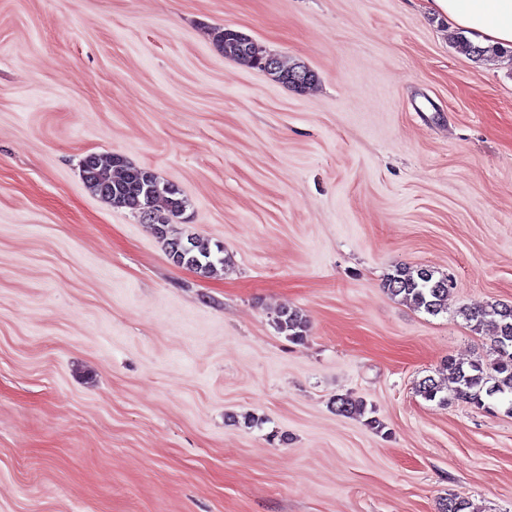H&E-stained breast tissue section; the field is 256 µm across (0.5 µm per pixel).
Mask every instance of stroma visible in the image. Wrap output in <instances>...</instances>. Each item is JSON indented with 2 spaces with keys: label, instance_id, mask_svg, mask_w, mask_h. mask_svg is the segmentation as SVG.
<instances>
[{
  "label": "stroma",
  "instance_id": "obj_1",
  "mask_svg": "<svg viewBox=\"0 0 512 512\" xmlns=\"http://www.w3.org/2000/svg\"><path fill=\"white\" fill-rule=\"evenodd\" d=\"M456 31L426 0H0V512H512V407L416 392L491 360L462 309L512 306V53ZM90 153L177 185L223 271L92 194ZM404 265L447 312L387 293ZM216 41L224 51V56L242 61L252 68L264 71L256 55L247 52V48L254 42L241 32L231 28H224L217 32ZM263 68L266 69V71L270 72V73H280V74L288 75V72H289L290 74L295 75V81L297 83H304V85L306 87H307V85L310 84L309 80H308V78H309L308 70H306V69L296 70L295 68L284 69L282 67L279 59L273 54H270V55L264 57ZM278 80L282 84H285L288 87L299 90L298 85H296L290 79V75H288V78L280 77V78H278ZM165 249L177 265L186 266L201 274L209 276L217 271V264L225 265L224 257H217L208 241L197 237H187L186 243L181 237L169 238L167 232L161 231ZM384 288H387L392 296H400L402 300L428 314L438 315L447 311L448 278L435 277V272L431 269L396 267L394 272L387 276ZM276 326L293 342H300L307 332V320L297 310L282 308L276 316Z\"/></svg>",
  "mask_w": 512,
  "mask_h": 512
}]
</instances>
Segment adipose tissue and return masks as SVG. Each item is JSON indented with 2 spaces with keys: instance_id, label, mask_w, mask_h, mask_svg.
Masks as SVG:
<instances>
[{
  "instance_id": "1",
  "label": "adipose tissue",
  "mask_w": 512,
  "mask_h": 512,
  "mask_svg": "<svg viewBox=\"0 0 512 512\" xmlns=\"http://www.w3.org/2000/svg\"><path fill=\"white\" fill-rule=\"evenodd\" d=\"M437 13L459 28L482 35L488 43L512 44V0H429Z\"/></svg>"
}]
</instances>
